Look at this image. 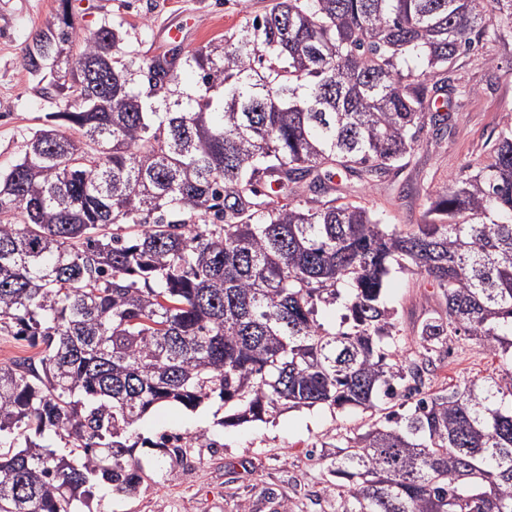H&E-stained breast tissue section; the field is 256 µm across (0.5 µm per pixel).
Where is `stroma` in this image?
<instances>
[{"label":"stroma","mask_w":512,"mask_h":512,"mask_svg":"<svg viewBox=\"0 0 512 512\" xmlns=\"http://www.w3.org/2000/svg\"><path fill=\"white\" fill-rule=\"evenodd\" d=\"M270 0H71L83 33L119 26L122 50L150 60L169 50L188 52L231 36L248 15L264 14ZM59 0H0V169L20 156L25 140L46 113L63 107L21 65L38 35L57 26ZM457 79L468 96L447 94L443 124L427 123L418 149L401 171L361 192L364 205L385 224L406 231L422 223L428 193L484 159L499 132L512 127V40L488 41L460 58ZM389 297L405 339L414 338L427 314H444L443 297L421 277L394 274ZM494 357L465 336L454 337L442 362L423 378L421 390L437 394L473 377L497 373ZM224 404L214 398L197 410L160 404L138 423L142 443L132 456L146 478L137 492L101 488L92 512H336L337 478L331 462L340 439L363 431L362 411L326 406L291 408L267 421L223 425ZM185 437L180 455L166 454L162 435Z\"/></svg>","instance_id":"obj_1"}]
</instances>
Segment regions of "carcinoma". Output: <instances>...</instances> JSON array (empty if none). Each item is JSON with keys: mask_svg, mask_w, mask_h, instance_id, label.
Here are the masks:
<instances>
[{"mask_svg": "<svg viewBox=\"0 0 512 512\" xmlns=\"http://www.w3.org/2000/svg\"><path fill=\"white\" fill-rule=\"evenodd\" d=\"M60 7L22 63L65 108L0 171V334L41 347L0 363V512L135 492L137 423L214 397L225 426L378 416L336 451L341 512H512V368L406 407L461 332L512 361V128L411 231L349 199L409 163L460 56L512 38V0H274L184 57L195 95ZM395 273L446 302L411 346Z\"/></svg>", "mask_w": 512, "mask_h": 512, "instance_id": "1", "label": "carcinoma"}]
</instances>
